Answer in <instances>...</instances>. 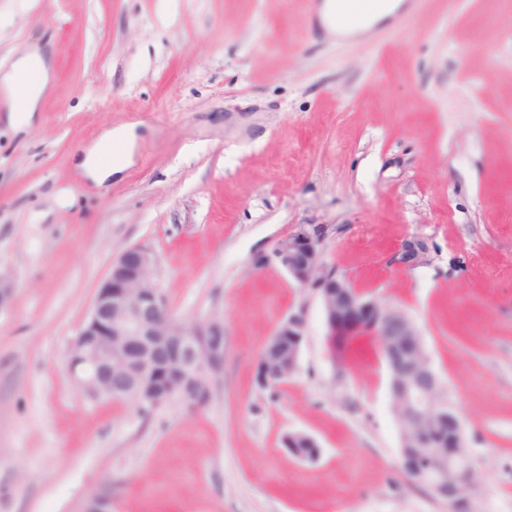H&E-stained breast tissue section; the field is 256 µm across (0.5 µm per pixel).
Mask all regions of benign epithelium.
<instances>
[{"label":"benign epithelium","mask_w":512,"mask_h":512,"mask_svg":"<svg viewBox=\"0 0 512 512\" xmlns=\"http://www.w3.org/2000/svg\"><path fill=\"white\" fill-rule=\"evenodd\" d=\"M428 252V243L413 237L394 251L391 263L401 268H414L426 260ZM271 263L279 265L300 287L318 294L328 335L340 337L366 329L383 343L395 341L405 347L407 355L388 364L391 382L402 388V392L393 393L402 444L427 449V454L417 457L423 467L430 457L444 463L458 459L462 455L461 436L445 444L429 431L437 420L453 427L454 418L433 398L441 382L411 322L404 315L386 309L377 298H364L350 291V284L323 264L320 236L314 230L300 226L278 240L271 253L258 254L253 259L256 269ZM13 288L10 275L0 272V310L9 305ZM163 316V297L154 283L152 259L140 248L124 250L113 260L98 287L88 318L73 343L70 368L77 384L97 397L111 394L109 383L114 365L133 361L150 367L153 336H183L184 352L190 361H213L215 369L222 370L224 342L198 345L193 337L224 335V321L214 318L212 324L202 328L193 323H181L178 330L172 331ZM305 329L302 310L279 323L257 364L256 375L262 385L284 380L296 372ZM463 473L468 474L470 470L450 471L445 466L436 469L430 482L432 494L453 504L464 489L459 483Z\"/></svg>","instance_id":"1"}]
</instances>
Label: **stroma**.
<instances>
[{
    "instance_id": "obj_1",
    "label": "stroma",
    "mask_w": 512,
    "mask_h": 512,
    "mask_svg": "<svg viewBox=\"0 0 512 512\" xmlns=\"http://www.w3.org/2000/svg\"><path fill=\"white\" fill-rule=\"evenodd\" d=\"M306 0H43L0 27L37 49L28 124L0 84V512H448L400 469L377 349L339 359L318 296L254 254L305 225L323 263L417 327L461 418L470 512H512V0H421L402 26L329 40ZM134 128L77 166L107 130ZM427 260L390 264L405 239ZM146 251L168 311L224 319L208 403L140 412L87 395L73 341L113 259ZM303 311L297 372L260 387L262 348ZM305 432L318 461L282 444ZM115 138L116 140L120 141H126L131 142L134 140V133L132 129H124L121 131H117L114 135L112 130L106 132L99 141V150L90 152L86 155L83 166L86 170H88L90 173L96 175L99 178H106L110 174H112L113 166L112 163L108 165H104L100 163L99 157L100 152L102 150L112 146V139Z\"/></svg>"
}]
</instances>
